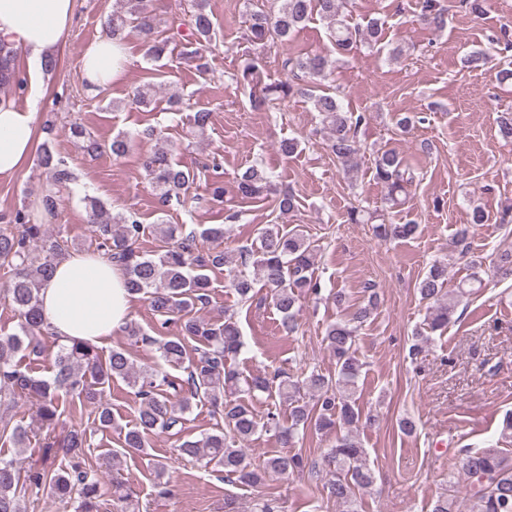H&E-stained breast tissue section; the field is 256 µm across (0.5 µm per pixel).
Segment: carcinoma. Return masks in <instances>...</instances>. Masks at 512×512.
<instances>
[{"mask_svg": "<svg viewBox=\"0 0 512 512\" xmlns=\"http://www.w3.org/2000/svg\"><path fill=\"white\" fill-rule=\"evenodd\" d=\"M417 6L425 24L435 29L447 25V9L441 0H417ZM346 10L347 0H272L270 10L249 13L247 29L254 52L245 58L239 82L249 89L251 103L259 110L275 109L290 97L306 98L328 132L327 148L343 169L349 171L361 150L358 133L368 117L363 112L346 109L339 91L326 87L338 59L321 53L287 57L282 67L288 78L266 82L263 54L268 44L288 40L315 15L326 21L329 41L339 56H348L360 45L373 48L381 44L379 19L352 25ZM132 21L137 22L143 36L146 56L155 61L160 59L169 49V41L155 36V17L148 9L147 0H115L107 20L109 35L122 40ZM190 24V38L183 54L196 59L199 70L205 73L208 71L205 48L211 41L213 22L195 4ZM489 42L503 57L512 56V33L508 28H501ZM15 55L14 45L0 40V91L3 92L0 98L3 100L26 90V79L14 64ZM69 131L91 156L108 153L120 158L131 149V140L126 136L118 135L106 143L77 123L71 124ZM46 134L37 167L46 179L41 197L43 209L54 213L64 196L71 192L76 177L67 158L54 150L53 128L47 127ZM172 152L168 141L159 136L151 151L141 159L159 211L163 213L173 203H182V197L194 182V173L175 163ZM373 178L387 189V202L394 205L400 202V195L406 193L416 175L396 151L388 149L377 153ZM272 185L271 174L258 166L246 168L236 182L238 194L245 198L268 192ZM82 202L89 223L96 227V251L124 267L129 295L147 299L150 309L164 317L161 327L172 322L177 325V333L157 340L128 323L125 326L128 337L144 344H157L161 360L181 369L183 375L172 376L158 366L137 367L124 348L105 355L88 343L75 341L59 345L49 376H34L23 360L44 355L41 336L50 330L39 294L52 277L56 262L66 252L57 239L47 235L44 225L34 223L28 211L17 209L0 216L3 223L0 269L9 274L0 285V298L17 316V330L0 334V405L24 396L35 406L36 417L51 426L64 414L60 402L64 396L72 403L96 405L95 421L103 430L114 425V418L112 411L100 404V399L106 387L120 379L139 399L136 422L124 434V447L141 452L148 446L150 435L172 432L177 436L178 455L224 473V479L229 482L253 486L272 475L320 476L323 469L318 461L291 453L289 448L295 446L300 433L308 428L325 434L333 432L334 441L324 458L330 467L326 471L325 487L331 498L347 507L346 512H357V494L373 483L374 475L366 462V450L348 428L362 417L356 397L361 363L355 344L358 329L372 314L374 295H369L368 304L325 328L322 341L335 359L333 371L323 373L313 369L297 376L277 371L271 377L257 374L242 378L237 371L226 367L227 359L243 347L234 316L224 315L222 324L198 316L210 299L211 282L204 270L226 267L233 274L230 286L246 301L251 298L254 281L236 274L235 269L255 266L259 281L267 288L282 317L283 327L293 332L302 298L322 292L314 271L316 245L296 229L283 231L276 224H268L256 230L250 244L202 254L198 252V239H222L223 227L187 232L181 224L160 221L156 230L164 249L146 254L138 247L143 226L134 213L115 212L88 194ZM417 229L416 222L408 219L401 224L383 222L375 226L374 232L379 239L387 241L411 238ZM447 286L448 263L444 261L432 263L417 286L420 299L427 304L428 329L432 333L446 328L455 313V301ZM200 396L223 413L224 427L197 437H185L182 435L184 415L191 407V400ZM261 396L288 402V423H281L272 411L267 413L266 422L258 421L253 401ZM261 430L273 433L285 451L268 457L264 466L257 469L241 445ZM2 438L16 448H23L28 441L27 426L20 421L11 426L0 420ZM86 446L85 429L69 430L62 440L47 445L60 458L58 466L32 468L24 478L16 459L0 456V512H27L25 496L21 495L26 485L47 490L72 512H98L101 481L94 470L81 462ZM462 468L469 481V512H512V457L494 447L468 450Z\"/></svg>", "mask_w": 512, "mask_h": 512, "instance_id": "carcinoma-1", "label": "carcinoma"}]
</instances>
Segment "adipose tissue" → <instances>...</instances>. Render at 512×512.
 Returning <instances> with one entry per match:
<instances>
[{"mask_svg": "<svg viewBox=\"0 0 512 512\" xmlns=\"http://www.w3.org/2000/svg\"><path fill=\"white\" fill-rule=\"evenodd\" d=\"M75 14V0H0V39L28 53L29 73L37 75L56 58ZM126 46L101 37L86 50L83 70L94 86L108 88L124 72ZM33 108L0 101V178L17 176L35 146ZM124 270L112 260L74 252L58 260L54 277L42 288L45 317L60 343L107 346L130 317L132 298Z\"/></svg>", "mask_w": 512, "mask_h": 512, "instance_id": "adipose-tissue-1", "label": "adipose tissue"}]
</instances>
